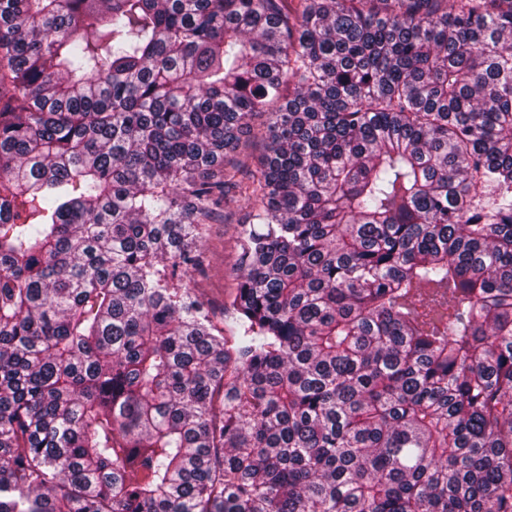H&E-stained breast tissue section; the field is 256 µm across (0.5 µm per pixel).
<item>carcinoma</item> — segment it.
<instances>
[{
	"mask_svg": "<svg viewBox=\"0 0 512 512\" xmlns=\"http://www.w3.org/2000/svg\"><path fill=\"white\" fill-rule=\"evenodd\" d=\"M0 512H512V0H0ZM236 224H209L201 244L203 271H192L198 294L214 310L219 319L224 301L236 287L239 272L236 265Z\"/></svg>",
	"mask_w": 512,
	"mask_h": 512,
	"instance_id": "carcinoma-1",
	"label": "carcinoma"
}]
</instances>
